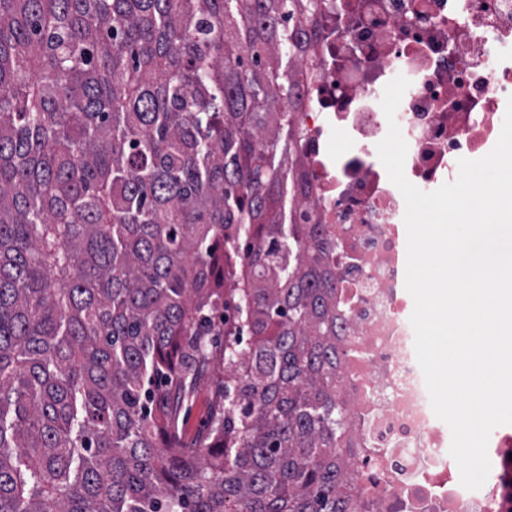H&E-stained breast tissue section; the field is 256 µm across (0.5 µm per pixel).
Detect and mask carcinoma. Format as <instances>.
I'll return each instance as SVG.
<instances>
[{
	"instance_id": "carcinoma-1",
	"label": "carcinoma",
	"mask_w": 512,
	"mask_h": 512,
	"mask_svg": "<svg viewBox=\"0 0 512 512\" xmlns=\"http://www.w3.org/2000/svg\"><path fill=\"white\" fill-rule=\"evenodd\" d=\"M321 8L0 0V512H346L329 242L285 221ZM220 387L209 374L199 379L189 392L180 415L183 436L190 442L208 424L212 405L219 400Z\"/></svg>"
}]
</instances>
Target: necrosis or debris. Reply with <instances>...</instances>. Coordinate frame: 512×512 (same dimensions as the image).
<instances>
[{
  "mask_svg": "<svg viewBox=\"0 0 512 512\" xmlns=\"http://www.w3.org/2000/svg\"><path fill=\"white\" fill-rule=\"evenodd\" d=\"M315 27L296 113L308 190L288 209L332 246L347 512H512V430L490 438L489 475L469 490L433 412L405 288L406 204L377 152L399 75L411 183L437 190L458 159L491 151L512 96V0H325Z\"/></svg>",
  "mask_w": 512,
  "mask_h": 512,
  "instance_id": "necrosis-or-debris-1",
  "label": "necrosis or debris"
}]
</instances>
